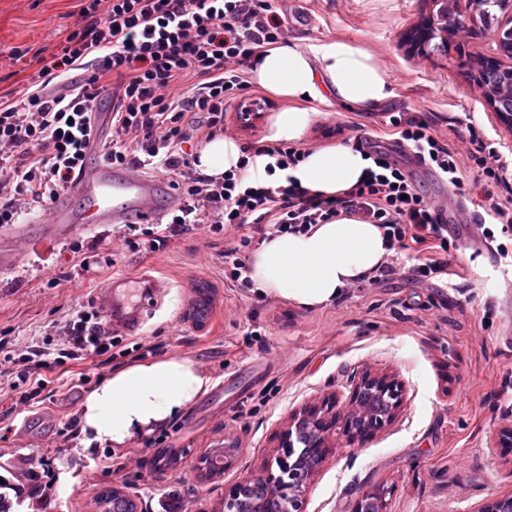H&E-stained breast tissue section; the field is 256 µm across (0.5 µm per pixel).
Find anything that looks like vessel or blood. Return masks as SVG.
<instances>
[{"label": "vessel or blood", "mask_w": 512, "mask_h": 512, "mask_svg": "<svg viewBox=\"0 0 512 512\" xmlns=\"http://www.w3.org/2000/svg\"><path fill=\"white\" fill-rule=\"evenodd\" d=\"M66 197L43 219L46 241L60 243L91 230L122 224H155L163 207L177 208L180 195L164 181L128 169L115 172L110 165L91 164L65 190ZM31 256V242L15 228L8 245L0 247V269L8 270ZM168 289L146 277L134 289L125 277L109 279L95 295V304L119 332L138 330L148 314L161 306Z\"/></svg>", "instance_id": "vessel-or-blood-1"}]
</instances>
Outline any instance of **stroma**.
Returning a JSON list of instances; mask_svg holds the SVG:
<instances>
[{
    "label": "stroma",
    "mask_w": 512,
    "mask_h": 512,
    "mask_svg": "<svg viewBox=\"0 0 512 512\" xmlns=\"http://www.w3.org/2000/svg\"><path fill=\"white\" fill-rule=\"evenodd\" d=\"M298 44L342 37L372 52L385 66L393 97L369 112L324 106L304 141L327 147L321 127L338 120L352 137L391 140L387 112H423L434 132L457 143L456 124L468 112L488 136L512 146L475 80L481 58L498 51L490 35L459 31L447 54L409 51V33L432 12V0H280ZM79 0H0V96L19 99L36 72L29 56L50 57L78 20ZM30 261L0 273V337L43 335L71 309L87 304L112 277L150 275L167 282L168 299L127 341L155 337L156 357L187 356L210 370L213 386L165 429L175 452L155 461L146 440L133 442L140 467H123V449L86 448L69 438V423L85 396L130 357L99 365L90 358L72 370L47 373L43 402L14 406L0 395V475L48 457L59 478L51 500L19 482L12 501L23 512H92L102 488L117 486L140 512H162L171 496L187 512H222L225 484L260 472L276 454L277 436L289 414L335 395L346 397L359 372L401 380L405 397L396 422L365 445L330 455L314 473L309 512H352L363 494L391 488L390 512H478L489 498L512 494V466L491 459L486 439L512 424V280L479 245L450 250L451 286L420 281L412 272L345 291L335 304L302 309L260 297L224 279L222 237L190 232L155 253H129L94 276L80 275L72 243L41 244ZM211 291L204 325L190 314L199 287ZM261 327L249 335L250 324ZM27 428L29 438L17 432ZM237 445L233 466L201 478L207 453ZM111 455L109 469L91 468Z\"/></svg>",
    "instance_id": "stroma-1"
}]
</instances>
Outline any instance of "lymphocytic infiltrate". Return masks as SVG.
<instances>
[{"mask_svg": "<svg viewBox=\"0 0 512 512\" xmlns=\"http://www.w3.org/2000/svg\"><path fill=\"white\" fill-rule=\"evenodd\" d=\"M79 27L52 59L35 57L37 79L21 99H0V227L20 223L34 209H48L84 170L95 134L94 114L111 97L112 138L99 157L113 166L163 176L184 200L165 221L122 225L117 238L131 252L154 253L169 238L205 230L230 238L224 277L250 287L242 254L254 236L305 233L343 214L379 225L390 256L378 275L411 270L426 281L448 279V236L432 200L405 168L361 141L373 166L358 186L336 198L313 196L295 184L276 188L250 180L246 168L218 178L195 168L193 150L229 133L228 113L245 130L273 103L249 92V66L260 48L285 44L292 29L277 0H81ZM82 71L74 80L73 71ZM399 145L448 186L461 187L473 165L486 189H512V159L476 128L466 152L435 135L427 116H387ZM496 260L512 264V208L490 204L474 219ZM94 305L73 309L52 335L24 345H0V375L22 405L40 402L45 374L88 358L108 363L124 354Z\"/></svg>", "mask_w": 512, "mask_h": 512, "instance_id": "lymphocytic-infiltrate-1", "label": "lymphocytic infiltrate"}]
</instances>
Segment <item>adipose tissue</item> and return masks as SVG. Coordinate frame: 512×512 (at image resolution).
<instances>
[{
	"instance_id": "1",
	"label": "adipose tissue",
	"mask_w": 512,
	"mask_h": 512,
	"mask_svg": "<svg viewBox=\"0 0 512 512\" xmlns=\"http://www.w3.org/2000/svg\"><path fill=\"white\" fill-rule=\"evenodd\" d=\"M251 84L289 102L269 126L272 142L301 143L316 120L307 100L336 101L362 111L393 95L378 59L344 39L313 46L279 44L260 49L248 71ZM239 141L216 137L198 151L196 167L218 178L238 167ZM272 159L252 155L251 178L278 187L286 178L312 195L333 198L357 186L372 162L346 144L307 152L288 171L268 172ZM389 255L380 227L348 216L319 224L304 234L277 235L250 254L254 294L315 310L333 304L353 284L367 280ZM209 370L189 357L172 355L113 370L83 400L80 432L86 443L123 446L165 428L212 385Z\"/></svg>"
}]
</instances>
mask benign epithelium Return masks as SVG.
Listing matches in <instances>:
<instances>
[{"mask_svg": "<svg viewBox=\"0 0 512 512\" xmlns=\"http://www.w3.org/2000/svg\"><path fill=\"white\" fill-rule=\"evenodd\" d=\"M495 3L510 24L494 32L501 48L503 36L512 37V0ZM404 395L398 379L366 371L351 380L345 401L331 396L293 412L288 425L279 432L276 454L263 472L244 475L224 487V512H240L242 497L258 483L277 501L279 512H308L309 485L315 470L336 451V446H363L390 428L397 420ZM307 428L313 431V437L300 453L301 436ZM487 448L494 459L512 457V425L491 432ZM391 493V489L382 488L372 495L364 494L353 512H363L370 501L375 502V512H389L387 496Z\"/></svg>", "mask_w": 512, "mask_h": 512, "instance_id": "7a95c632", "label": "benign epithelium"}]
</instances>
